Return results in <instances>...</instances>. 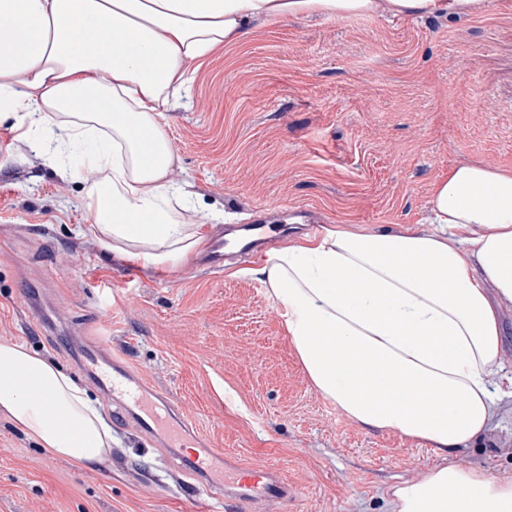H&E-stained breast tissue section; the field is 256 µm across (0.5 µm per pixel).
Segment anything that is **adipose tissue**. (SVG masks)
Wrapping results in <instances>:
<instances>
[{
    "label": "adipose tissue",
    "instance_id": "ef3b65f1",
    "mask_svg": "<svg viewBox=\"0 0 512 512\" xmlns=\"http://www.w3.org/2000/svg\"><path fill=\"white\" fill-rule=\"evenodd\" d=\"M489 0H0V120L49 160L96 172L89 233L118 259L173 268L204 242L176 207V157L160 123L202 62L257 27L291 18H463ZM428 226L329 228L254 274L283 306L316 390L355 423L435 448L437 461L391 490V512H512V478L468 467L512 375V170L454 166L434 184ZM0 413L76 466L112 453L86 390L26 344L0 342Z\"/></svg>",
    "mask_w": 512,
    "mask_h": 512
}]
</instances>
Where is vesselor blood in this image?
<instances>
[{"label":"vessel or blood","mask_w":512,"mask_h":512,"mask_svg":"<svg viewBox=\"0 0 512 512\" xmlns=\"http://www.w3.org/2000/svg\"><path fill=\"white\" fill-rule=\"evenodd\" d=\"M251 241L244 253L263 255L274 247L278 236L272 235L269 225H251ZM113 413L118 425L134 428L143 438L157 442L159 447L187 448L194 438L193 427L182 419L174 399L147 389L142 379L134 377L124 366L112 367ZM189 475L200 481L208 497H222L243 505L254 502H283L291 493L285 475L278 469L246 465L225 458L224 467L212 470L207 459L194 457Z\"/></svg>","instance_id":"b4317fda"}]
</instances>
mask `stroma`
Returning a JSON list of instances; mask_svg holds the SVG:
<instances>
[{"label":"stroma","instance_id":"stroma-1","mask_svg":"<svg viewBox=\"0 0 512 512\" xmlns=\"http://www.w3.org/2000/svg\"><path fill=\"white\" fill-rule=\"evenodd\" d=\"M190 184V224L407 229L454 165L512 169V0L460 19H291L258 28L197 72L162 118ZM92 172L65 178L0 124V341L25 343L112 405L77 367L84 344L173 394L214 447L273 466L292 492L244 512H390V489L435 451L362 427L324 398L294 350L281 304L252 261L216 270L116 261L85 234ZM512 477V412L461 453ZM177 459L113 427L110 460L78 468L0 415V512H195Z\"/></svg>","mask_w":512,"mask_h":512}]
</instances>
